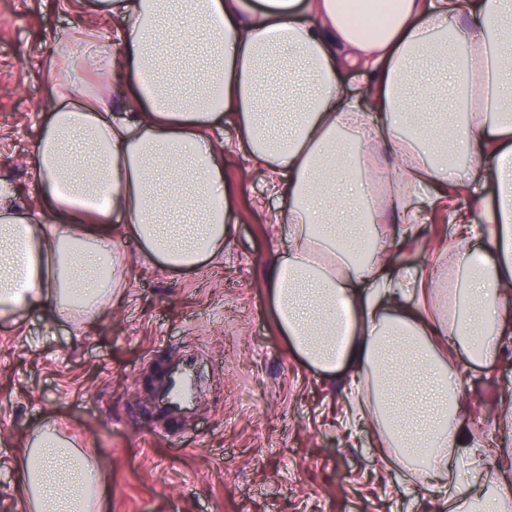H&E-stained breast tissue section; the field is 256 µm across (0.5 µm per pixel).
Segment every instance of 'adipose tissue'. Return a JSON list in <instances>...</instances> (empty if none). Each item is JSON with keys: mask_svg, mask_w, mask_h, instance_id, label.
Returning <instances> with one entry per match:
<instances>
[{"mask_svg": "<svg viewBox=\"0 0 512 512\" xmlns=\"http://www.w3.org/2000/svg\"><path fill=\"white\" fill-rule=\"evenodd\" d=\"M82 29L46 59L51 105L28 166L37 204L0 186V318L33 310L88 324L128 286L120 241L169 273L224 251L231 126L285 206L266 286L293 351L350 376L369 429L440 512H512V475L473 508L483 440L462 375L512 340V0H397L371 26L342 0H86ZM468 51L455 59V34ZM348 72L369 107L339 84ZM458 191L447 262L402 266L421 204ZM109 204L94 207L101 193ZM482 262H474V253ZM463 277L449 286L448 269ZM25 512H104L98 463L56 424L18 458Z\"/></svg>", "mask_w": 512, "mask_h": 512, "instance_id": "obj_1", "label": "adipose tissue"}]
</instances>
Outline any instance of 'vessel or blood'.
Wrapping results in <instances>:
<instances>
[{"label": "vessel or blood", "mask_w": 512, "mask_h": 512, "mask_svg": "<svg viewBox=\"0 0 512 512\" xmlns=\"http://www.w3.org/2000/svg\"><path fill=\"white\" fill-rule=\"evenodd\" d=\"M195 361L184 359L155 386L154 411L162 419L174 423L188 418L196 400Z\"/></svg>", "instance_id": "vessel-or-blood-1"}]
</instances>
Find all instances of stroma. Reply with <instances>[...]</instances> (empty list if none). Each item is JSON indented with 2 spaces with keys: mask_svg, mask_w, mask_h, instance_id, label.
Listing matches in <instances>:
<instances>
[{
  "mask_svg": "<svg viewBox=\"0 0 512 512\" xmlns=\"http://www.w3.org/2000/svg\"><path fill=\"white\" fill-rule=\"evenodd\" d=\"M111 31L82 0H0V181L36 201L27 166L49 102L44 62L76 29ZM236 222L207 268L168 274L126 240L128 286L86 327L34 311L0 320V512H22L16 467L27 431L50 419L92 450L110 512H434L412 480L376 464V441L345 431L348 382L331 381L287 345L266 292L284 245L282 202L242 146L224 151ZM453 202L428 208L399 246L425 270L453 243ZM193 356L203 388L194 416L169 429L152 381ZM467 417L490 447L474 497L512 461L498 436L512 414V345L463 380Z\"/></svg>",
  "mask_w": 512,
  "mask_h": 512,
  "instance_id": "obj_1",
  "label": "stroma"
}]
</instances>
